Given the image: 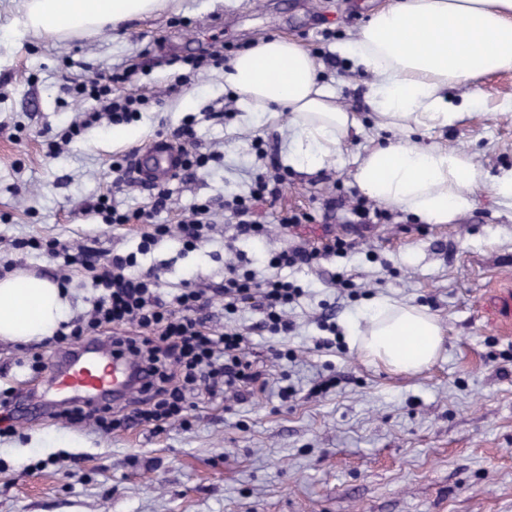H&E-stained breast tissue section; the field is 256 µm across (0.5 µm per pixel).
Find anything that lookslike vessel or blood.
<instances>
[{
    "label": "vessel or blood",
    "mask_w": 512,
    "mask_h": 512,
    "mask_svg": "<svg viewBox=\"0 0 512 512\" xmlns=\"http://www.w3.org/2000/svg\"><path fill=\"white\" fill-rule=\"evenodd\" d=\"M181 147L158 137L140 155L136 170L142 180L154 185L173 179L183 167ZM134 375L127 359L113 357L98 342L79 346L66 364L49 379L53 392L64 394L66 401L101 400L133 390Z\"/></svg>",
    "instance_id": "b4317fda"
}]
</instances>
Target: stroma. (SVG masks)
<instances>
[{"label":"stroma","instance_id":"stroma-1","mask_svg":"<svg viewBox=\"0 0 512 512\" xmlns=\"http://www.w3.org/2000/svg\"><path fill=\"white\" fill-rule=\"evenodd\" d=\"M391 0H180V6L128 23L49 38L0 41V267L68 279L73 318L91 308L90 274L45 254L19 251L18 239H52L91 248L100 257L136 251L146 227L113 226L84 205L113 193L120 209L149 206L148 190L128 181L113 191L112 161L144 150L157 136H172L195 114L191 149L220 152L208 170L170 182L172 200L159 224L177 225L191 207L213 200L214 230L195 249L167 238L140 256L155 270L162 294L196 278L221 282L227 262L257 261L326 234L357 238V253L320 265L286 270L310 294L288 312L296 325L285 340L258 328L259 313L244 310L245 329L265 391L223 405L199 399L191 427L172 423L163 433L140 426L103 433L85 422L57 417L48 380L61 355L43 348L45 373L32 380L34 395L14 431L0 436V512H512V335L499 329L503 284H512V207L491 192L476 194L471 209L452 224H426L399 210L382 224H350L358 189L354 160L379 139L366 99L367 77L352 72L336 47ZM299 42L324 67L336 101L354 112L361 133L335 161L308 174L290 170L275 205L256 218L270 232L262 247L235 237L222 205L247 192L256 172L251 144L268 137V152L285 158L286 117L255 116L243 123L242 102H228L224 73L204 71L172 91L185 61L201 49L255 43L266 36ZM134 65L129 85L158 94L160 103L133 122L137 139L113 142L96 126L49 155L48 137L93 108L63 95L65 78ZM474 114L438 134L466 151L483 169L512 167V73L485 78ZM232 108L225 120L202 117L206 106ZM335 199L324 211L327 199ZM288 209L312 221L282 232L277 215ZM351 279L359 298L339 296L336 273ZM378 296L428 308L445 336L439 359L417 374H394L364 363L349 344L317 350L322 302L336 303L344 327L364 302ZM286 343L294 358L274 363L269 347ZM290 374L296 393L281 400L276 380ZM329 389H321L322 381ZM52 434L49 448L33 447Z\"/></svg>","mask_w":512,"mask_h":512}]
</instances>
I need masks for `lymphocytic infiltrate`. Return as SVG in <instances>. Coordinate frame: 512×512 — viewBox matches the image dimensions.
<instances>
[{
  "mask_svg": "<svg viewBox=\"0 0 512 512\" xmlns=\"http://www.w3.org/2000/svg\"><path fill=\"white\" fill-rule=\"evenodd\" d=\"M128 78V71L122 70L68 80L63 90L69 97L94 99L101 108L86 120L72 121L61 140L71 141L89 123L103 120L114 126L129 122L156 104V97L142 90L119 94V87ZM281 170L278 160H271L266 172L255 176L248 194L225 199L224 218L234 225L237 236L255 241L267 237L268 227L255 220L254 207L259 202L277 201L283 181ZM170 197V191L161 186L152 194L149 207L134 211L119 210L107 194L89 203V210L100 215L104 223L148 225L135 254H115L96 261L84 251L71 253L58 240L26 243L33 250L45 249L64 265L87 268L97 292L88 318L67 322L54 334L52 345L70 349L83 337L108 329L112 332L113 354L128 358L136 368L138 387L127 405L114 407L98 402L66 407L61 410V417L88 421L105 433L139 425L151 426L160 433L170 422L186 421L193 397L204 395L212 400L229 393L238 396L245 391L265 390L267 380L248 358L249 345L243 330L228 327L219 333L207 327L206 311L213 299L223 298L228 316L239 314L246 307L258 310L263 315L260 326L264 331L272 336L288 335L295 325L289 320L287 309L308 295L309 290L283 277V269L310 267L331 256H347L356 249L355 241L328 236L318 245L296 246L272 254L265 261L266 275L229 264L222 282H185L180 292L167 301L161 297L154 275L138 273V254L147 253L175 230L180 233L184 249L195 248L208 238L212 228L211 206L206 201L195 205L190 219L182 221L178 229L155 223L156 214L167 209Z\"/></svg>",
  "mask_w": 512,
  "mask_h": 512,
  "instance_id": "lymphocytic-infiltrate-1",
  "label": "lymphocytic infiltrate"
}]
</instances>
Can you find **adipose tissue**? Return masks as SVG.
Wrapping results in <instances>:
<instances>
[{
    "instance_id": "ef3b65f1",
    "label": "adipose tissue",
    "mask_w": 512,
    "mask_h": 512,
    "mask_svg": "<svg viewBox=\"0 0 512 512\" xmlns=\"http://www.w3.org/2000/svg\"><path fill=\"white\" fill-rule=\"evenodd\" d=\"M168 0H22L1 39L29 33L62 37L142 18ZM370 75L368 98L385 139L357 157L352 178L367 197L427 224H451L478 190L512 202V168L489 174L472 156L418 135L469 117L477 100L448 98V88L512 72V0H395L339 47ZM224 86L251 112H284L292 136L290 166L324 167L361 131L355 113L339 107L310 54L280 36L233 57ZM63 290L48 278L17 272L0 278V340L54 336L69 320ZM349 342L366 364L418 373L438 358L444 331L426 308L388 298L371 302L350 323Z\"/></svg>"
}]
</instances>
